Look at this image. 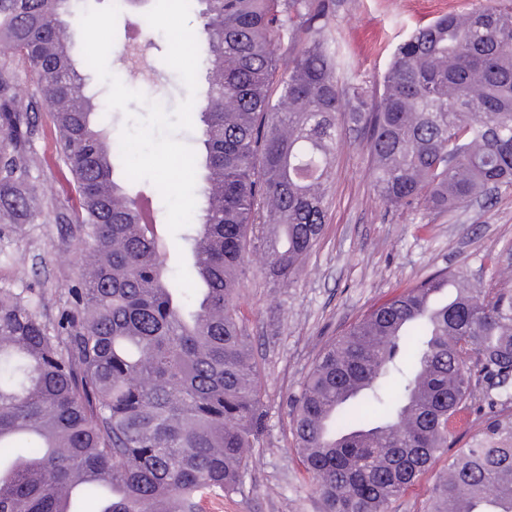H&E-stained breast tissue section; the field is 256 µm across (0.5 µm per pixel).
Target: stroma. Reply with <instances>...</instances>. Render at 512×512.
<instances>
[{
  "instance_id": "1",
  "label": "stroma",
  "mask_w": 512,
  "mask_h": 512,
  "mask_svg": "<svg viewBox=\"0 0 512 512\" xmlns=\"http://www.w3.org/2000/svg\"><path fill=\"white\" fill-rule=\"evenodd\" d=\"M333 2L327 30L344 62L339 84L364 88L373 99L382 90L394 49L416 28L447 13L512 0ZM166 51L161 32L142 30L137 13H126L117 19L108 67L147 101H162L171 114L188 90L164 63ZM339 124L328 219L304 272L288 285L275 286L254 261L240 284L255 337L264 433L250 451L239 491L206 496L202 512H322L293 447L289 401L324 344L380 299L438 270L462 271L487 288L512 276V186L448 213L391 210L372 190L370 156L348 114H340ZM26 155L41 209L32 221L0 224V288L35 289L46 301L44 318L53 322L69 305V288L81 280L84 237L77 225L56 220L71 196V174L51 133L28 145Z\"/></svg>"
}]
</instances>
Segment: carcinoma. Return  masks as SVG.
<instances>
[{"mask_svg":"<svg viewBox=\"0 0 512 512\" xmlns=\"http://www.w3.org/2000/svg\"><path fill=\"white\" fill-rule=\"evenodd\" d=\"M86 2L0 0V224L36 215L21 174L44 112L73 179L62 221L99 260L54 323L33 289L0 288V512H201L242 484L263 432L238 297L251 250L275 284L302 271L348 100L388 207L447 212L511 185L512 7L414 31L369 103L338 85L330 0H190L204 207L178 279L161 212L145 221L126 194L119 136L77 67ZM21 71L38 94L24 106ZM292 434L324 512H391L448 452L423 512H512V285L440 270L373 306L319 353Z\"/></svg>","mask_w":512,"mask_h":512,"instance_id":"carcinoma-1","label":"carcinoma"}]
</instances>
